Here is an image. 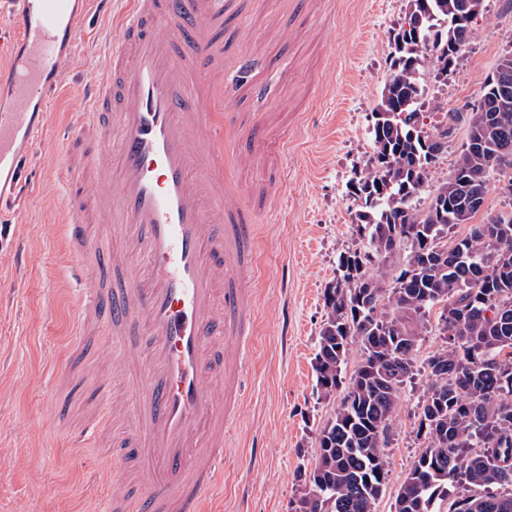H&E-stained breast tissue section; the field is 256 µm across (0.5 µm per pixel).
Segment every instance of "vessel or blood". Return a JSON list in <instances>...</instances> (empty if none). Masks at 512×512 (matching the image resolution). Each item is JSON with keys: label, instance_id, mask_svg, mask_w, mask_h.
<instances>
[{"label": "vessel or blood", "instance_id": "obj_1", "mask_svg": "<svg viewBox=\"0 0 512 512\" xmlns=\"http://www.w3.org/2000/svg\"><path fill=\"white\" fill-rule=\"evenodd\" d=\"M0 26V213L23 219L22 179L74 61L84 0H11ZM104 74L66 147L93 138L91 181L66 180L61 229L82 325L106 316L137 363L115 368L127 423L107 454L148 512H202L224 467L251 353L254 227L224 207V0H122ZM128 244L111 254L92 233Z\"/></svg>", "mask_w": 512, "mask_h": 512}]
</instances>
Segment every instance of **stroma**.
Returning a JSON list of instances; mask_svg holds the SVG:
<instances>
[{"instance_id":"35a3bbf8","label":"stroma","mask_w":512,"mask_h":512,"mask_svg":"<svg viewBox=\"0 0 512 512\" xmlns=\"http://www.w3.org/2000/svg\"><path fill=\"white\" fill-rule=\"evenodd\" d=\"M471 39L446 81L425 67V100L467 111L498 57L512 50V0H484ZM409 0H226L224 196L256 226L248 272L254 345L237 426L224 450V473L204 512H291L300 476L314 464L318 435L339 397L316 390L314 357L323 321L322 294L354 248L348 182L372 153L369 128L390 76L393 34ZM112 10L88 0L76 62L65 95L52 102L43 145L28 176L42 191L24 223L0 216V512H106L112 445L111 406L100 403L107 363L96 353L112 328L90 326L91 344L73 365V392L47 394L52 356L73 342L78 284L75 256L56 229L67 206L65 178L88 176L85 157L68 165L60 130L83 111L85 86L105 67ZM41 258L23 272L17 253ZM426 386L406 385L391 424L386 490L376 512H392L397 491L421 451L414 413ZM99 422L82 448L73 426Z\"/></svg>"}]
</instances>
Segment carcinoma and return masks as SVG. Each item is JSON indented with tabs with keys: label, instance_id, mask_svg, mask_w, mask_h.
Returning <instances> with one entry per match:
<instances>
[{
	"label": "carcinoma",
	"instance_id": "obj_1",
	"mask_svg": "<svg viewBox=\"0 0 512 512\" xmlns=\"http://www.w3.org/2000/svg\"><path fill=\"white\" fill-rule=\"evenodd\" d=\"M483 2L411 0L418 31L393 38V73L372 112L373 151L350 184L361 201L352 217L359 247L339 256V276L323 291L316 386L341 400L292 512H376L393 416L422 372L415 417L423 446L394 512H440L450 484L462 492L448 512H512V214L473 223L490 178L512 170V102L501 110L492 73L478 110L442 114L423 101L425 50L434 78H448L472 35L464 7L477 16ZM461 128L451 175L429 186ZM460 226L468 232L457 237ZM388 262L396 271L389 288L375 275ZM431 330L442 343L420 363L416 352ZM351 345L361 360L348 375Z\"/></svg>",
	"mask_w": 512,
	"mask_h": 512
}]
</instances>
